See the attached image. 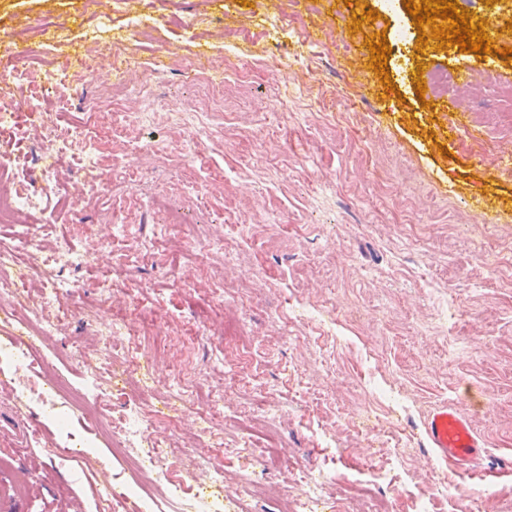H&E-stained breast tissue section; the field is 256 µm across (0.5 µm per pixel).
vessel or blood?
<instances>
[{"mask_svg": "<svg viewBox=\"0 0 512 512\" xmlns=\"http://www.w3.org/2000/svg\"><path fill=\"white\" fill-rule=\"evenodd\" d=\"M425 433L433 455L449 469H475L490 478L512 472V455L499 458L494 465L483 466L486 443L471 419L456 409L445 405L436 408L425 422Z\"/></svg>", "mask_w": 512, "mask_h": 512, "instance_id": "b4317fda", "label": "vessel or blood"}]
</instances>
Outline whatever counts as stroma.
<instances>
[{
  "mask_svg": "<svg viewBox=\"0 0 512 512\" xmlns=\"http://www.w3.org/2000/svg\"><path fill=\"white\" fill-rule=\"evenodd\" d=\"M175 15L199 24L182 30ZM48 17L72 42L33 44L31 68L64 79V99L20 100L10 149L32 155L47 127L77 126L105 166L90 180L63 152V204L20 215L0 237L43 226L44 252L61 238L85 250L116 226L103 259L128 264L123 284L106 294L95 271L78 270L71 303L121 308L135 339L116 360L152 356L145 386L187 373L172 474L220 441L224 486L209 493L223 495V512H269L274 499L347 512L378 472L398 489L387 512H420L424 496L432 512H512V475L485 487L433 460L424 433L447 403L491 453H512V112L495 111L494 87H466L453 101L473 121L450 139L436 93L416 90L437 62L512 81V30L488 54L402 50L403 0H124L97 34L128 63L110 85L67 78L66 57L92 27L85 0H0V41ZM381 39L386 84L369 50ZM133 143L160 152L132 165ZM483 198L496 204L484 223L469 207ZM142 249L148 260L130 263ZM189 266L223 305L175 282ZM152 319L166 322L164 338ZM11 334L0 326V491L22 495L23 512H102L101 481L131 471L82 418L94 337L76 319L43 346L63 381L47 408L6 381ZM62 448L96 468L73 473ZM280 448L294 466L277 461ZM322 475L325 495L299 502L300 480ZM248 479L268 482L271 498L243 493ZM449 483L468 495L447 501Z\"/></svg>",
  "mask_w": 512,
  "mask_h": 512,
  "instance_id": "obj_1",
  "label": "stroma"
}]
</instances>
